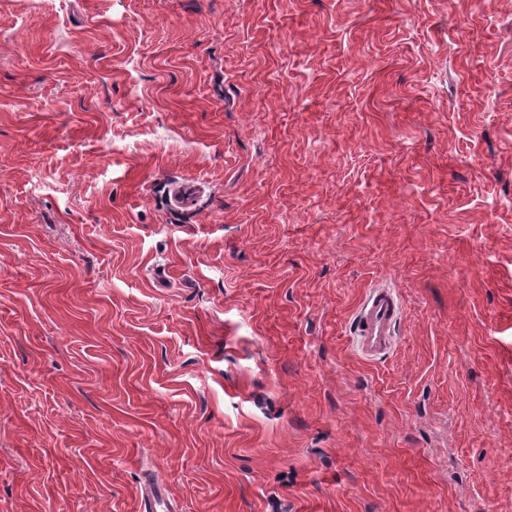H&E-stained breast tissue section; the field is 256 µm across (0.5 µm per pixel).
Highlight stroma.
I'll use <instances>...</instances> for the list:
<instances>
[{"label":"stroma","instance_id":"stroma-1","mask_svg":"<svg viewBox=\"0 0 512 512\" xmlns=\"http://www.w3.org/2000/svg\"><path fill=\"white\" fill-rule=\"evenodd\" d=\"M151 476L512 512V0H0V512ZM399 314L398 298L389 288L368 289L355 311L351 336L358 353L374 358L389 352L395 344L393 325Z\"/></svg>","mask_w":512,"mask_h":512}]
</instances>
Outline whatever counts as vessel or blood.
<instances>
[{"instance_id":"b4317fda","label":"vessel or blood","mask_w":512,"mask_h":512,"mask_svg":"<svg viewBox=\"0 0 512 512\" xmlns=\"http://www.w3.org/2000/svg\"><path fill=\"white\" fill-rule=\"evenodd\" d=\"M400 314L396 295L388 288L375 286L367 290L354 317L351 341L358 353L374 358L389 352L394 344L393 325ZM140 500L141 512H175L162 484L149 481Z\"/></svg>"}]
</instances>
